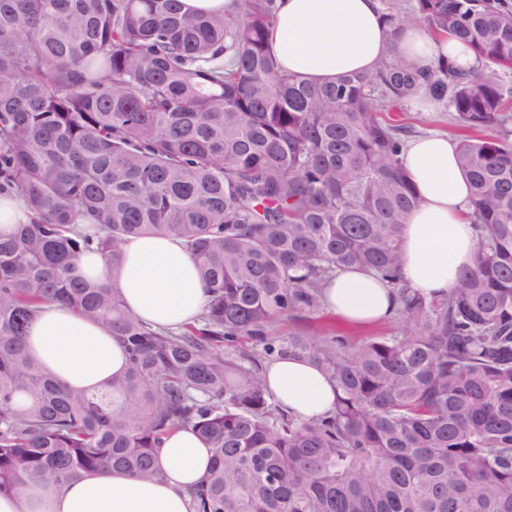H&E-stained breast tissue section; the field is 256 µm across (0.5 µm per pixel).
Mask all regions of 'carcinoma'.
I'll return each instance as SVG.
<instances>
[{
	"label": "carcinoma",
	"instance_id": "1",
	"mask_svg": "<svg viewBox=\"0 0 512 512\" xmlns=\"http://www.w3.org/2000/svg\"><path fill=\"white\" fill-rule=\"evenodd\" d=\"M382 7L393 31L456 36L480 66L392 51L317 85L269 55L273 0H0V195L29 213L0 233V494L113 469L162 481L158 448L190 429L212 450L190 512H512V85L497 75L512 3ZM415 100L479 133L457 155L477 252L443 296L401 273L419 200L408 127L382 113ZM154 234L185 242L208 295L177 332L73 275L82 254L117 269L129 238ZM342 267L395 289L401 331L269 333L323 310ZM50 302L111 328L126 369L98 390L46 372L26 338ZM244 337L260 351L237 353ZM284 357L334 383L332 412L274 403L264 363Z\"/></svg>",
	"mask_w": 512,
	"mask_h": 512
}]
</instances>
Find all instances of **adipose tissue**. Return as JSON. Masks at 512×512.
I'll list each match as a JSON object with an SVG mask.
<instances>
[{
	"label": "adipose tissue",
	"instance_id": "adipose-tissue-1",
	"mask_svg": "<svg viewBox=\"0 0 512 512\" xmlns=\"http://www.w3.org/2000/svg\"><path fill=\"white\" fill-rule=\"evenodd\" d=\"M422 65L445 57L464 70L475 56L455 37L434 38L415 25L392 32L380 0H276L268 49L278 69L328 83L372 70L387 44ZM456 139L430 133L409 140L403 162L419 205L400 230L402 274L411 288L445 295L477 249L471 218L472 186L457 163ZM120 269L99 251L83 254L76 276L118 288L127 310L158 327L193 323L207 304L197 266L182 241L160 235L129 239ZM325 308L347 325L387 321L396 308L389 286L356 268L337 270L326 286ZM32 355L58 380L75 388L105 384L127 363L111 331L75 311L43 305L28 333ZM265 378L275 401L310 419L332 410L335 387L315 365L293 358L270 362ZM211 452L189 430L171 435L157 462L161 482L141 481L121 471L91 476L58 493L30 484L0 495V512H189L187 489L205 475Z\"/></svg>",
	"mask_w": 512,
	"mask_h": 512
}]
</instances>
